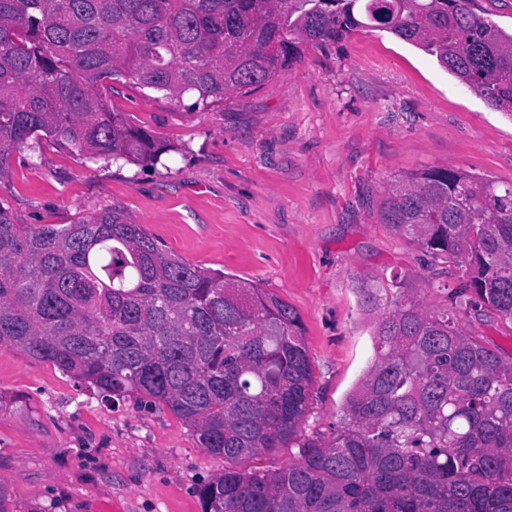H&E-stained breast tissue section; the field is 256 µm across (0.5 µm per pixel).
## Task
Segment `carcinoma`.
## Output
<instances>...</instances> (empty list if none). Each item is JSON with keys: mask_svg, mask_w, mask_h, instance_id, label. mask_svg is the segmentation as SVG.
Segmentation results:
<instances>
[{"mask_svg": "<svg viewBox=\"0 0 512 512\" xmlns=\"http://www.w3.org/2000/svg\"><path fill=\"white\" fill-rule=\"evenodd\" d=\"M470 0H0V172L41 135L74 154L153 167L171 146L109 110L125 78L187 109L272 82L302 46L374 27L512 112V35ZM381 219L469 288L424 309L393 276L376 358L331 437L303 429L313 363L297 312L168 252L116 210L16 224L0 207V345L102 396L158 404L224 471L202 512H512V362L463 332L484 306L512 323V186L426 168L390 186ZM297 449L277 470L241 463Z\"/></svg>", "mask_w": 512, "mask_h": 512, "instance_id": "1", "label": "carcinoma"}]
</instances>
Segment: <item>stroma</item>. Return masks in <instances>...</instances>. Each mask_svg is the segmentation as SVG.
<instances>
[{
	"label": "stroma",
	"mask_w": 512,
	"mask_h": 512,
	"mask_svg": "<svg viewBox=\"0 0 512 512\" xmlns=\"http://www.w3.org/2000/svg\"><path fill=\"white\" fill-rule=\"evenodd\" d=\"M101 91L171 151L144 168L33 139L0 174V206L17 224L120 210L163 248L288 302L314 364L310 433L336 431L375 359L385 307L367 286L404 277L432 310L466 282L382 222L390 184L441 167L512 185V112L376 28L307 46L278 80L203 112L125 79ZM460 323L512 361L511 323L484 307ZM223 469L166 407L110 405L0 347V490L13 512H202L197 488Z\"/></svg>",
	"instance_id": "35a3bbf8"
}]
</instances>
